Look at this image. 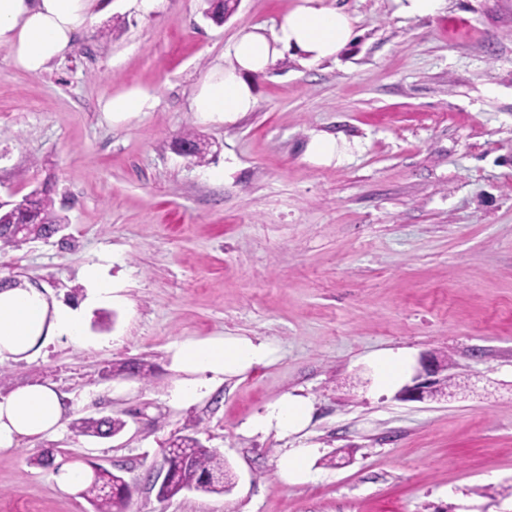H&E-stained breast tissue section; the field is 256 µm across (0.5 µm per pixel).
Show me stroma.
<instances>
[{
	"mask_svg": "<svg viewBox=\"0 0 512 512\" xmlns=\"http://www.w3.org/2000/svg\"><path fill=\"white\" fill-rule=\"evenodd\" d=\"M447 2L414 20L392 0H324L355 17L353 42L317 64L285 53L253 76L256 109L225 122L190 111L195 85L241 28L273 26L294 0H241L220 26L203 0L148 17L112 0L45 72L0 52V202L45 187L66 224L0 247V277L80 300L96 264L118 289L85 309L84 345L5 364L1 393L53 385L67 415L0 450V512H90L59 490L62 463L121 471L128 512H512V0ZM129 88L155 108L109 121L104 101ZM327 135L342 158L310 160ZM182 137L207 144L210 166L173 150ZM212 336L258 337L275 356L173 404L176 345ZM389 349L412 375L445 361L448 397L378 391L371 359ZM288 394L311 406L305 429L253 430ZM106 415L121 433L71 428ZM188 426L233 485L159 501L148 472ZM298 446L310 477L284 481ZM46 450L53 466L35 465Z\"/></svg>",
	"mask_w": 512,
	"mask_h": 512,
	"instance_id": "1",
	"label": "stroma"
}]
</instances>
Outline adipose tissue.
<instances>
[{
  "label": "adipose tissue",
  "instance_id": "adipose-tissue-1",
  "mask_svg": "<svg viewBox=\"0 0 512 512\" xmlns=\"http://www.w3.org/2000/svg\"><path fill=\"white\" fill-rule=\"evenodd\" d=\"M106 0H0V50L23 72L39 74L65 60L77 36L108 11ZM354 19L322 0H296L273 29H240L227 50L226 63L211 69L197 84L192 112L208 119L230 120L257 105L253 75L266 72L282 54L295 51L305 62L337 56L354 37ZM84 342L82 309L49 300L45 289L31 284L0 286V364L31 359L53 340ZM272 348L247 337L188 339L176 346L173 363L183 378L171 392L177 404L202 399L225 377L271 361ZM310 414L308 403L285 396L253 419L258 430L287 436L300 432ZM64 404L46 384H28L0 394V449L23 440L56 433Z\"/></svg>",
  "mask_w": 512,
  "mask_h": 512
}]
</instances>
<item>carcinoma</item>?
<instances>
[{
	"label": "carcinoma",
	"instance_id": "1",
	"mask_svg": "<svg viewBox=\"0 0 512 512\" xmlns=\"http://www.w3.org/2000/svg\"><path fill=\"white\" fill-rule=\"evenodd\" d=\"M205 3V16L217 25L224 24L233 12L230 3L222 5L217 0H205ZM32 195L41 220L36 232L40 237H48L58 230L62 219L54 213L53 200L47 190L34 191ZM125 426V421L112 416L80 418L73 423L77 435L99 438L116 435ZM161 467L167 473V479L156 488V496L161 501L191 489L221 495L228 492L231 485L224 458L189 433L173 436L169 446L163 449ZM126 487L122 474L98 467L80 495L90 504L92 512H127L131 494L125 492Z\"/></svg>",
	"mask_w": 512,
	"mask_h": 512
}]
</instances>
